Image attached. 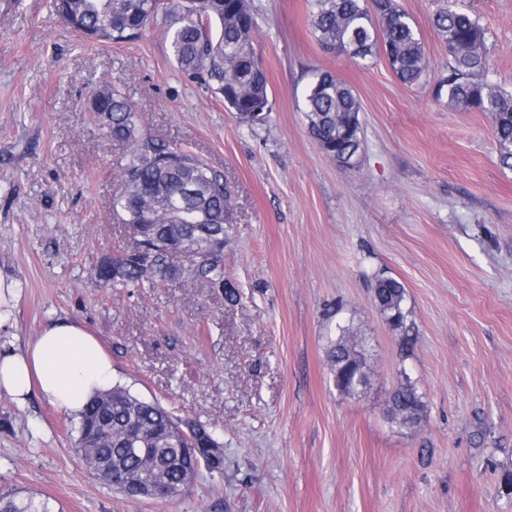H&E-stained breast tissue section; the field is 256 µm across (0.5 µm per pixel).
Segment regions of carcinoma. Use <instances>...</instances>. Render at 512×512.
Here are the masks:
<instances>
[{"label":"carcinoma","instance_id":"obj_1","mask_svg":"<svg viewBox=\"0 0 512 512\" xmlns=\"http://www.w3.org/2000/svg\"><path fill=\"white\" fill-rule=\"evenodd\" d=\"M441 0L431 26L448 54V75L436 96L460 109L483 112L493 121L501 164L512 167V91L488 79V31L458 6ZM56 17L79 37L102 43L138 39L146 25L163 16L165 36L178 68L205 91L222 99L236 118L254 124L271 111L262 58L252 45L259 16L254 0H52ZM312 33L327 51L347 54L354 44L366 47L351 59L377 53L378 43L392 47L389 66L405 85L420 82L427 69L420 33L395 0H307ZM90 112L112 138L127 144L126 177L112 198L120 224H137L142 249L135 255L103 256L93 266L95 281L109 288H139L144 282L177 277L194 270L212 288L234 293L224 282V239L230 193L224 175L195 154L141 133L128 98L107 83L88 90ZM360 111L354 91L330 71L313 75L305 98L310 136L327 156H354L363 145L360 130L343 118ZM407 291L392 277H378L373 301L401 342L410 340ZM326 358L336 388L347 395L368 382L365 356L347 325L337 324ZM388 420L413 429L422 420L423 402L409 378L393 389ZM196 423L175 417L157 402L143 401L124 387L92 400L81 414L79 446L86 466L97 475L110 467V486L125 497L134 487L128 478L158 486L162 498L175 499L189 487L187 476L202 468L199 455L183 451ZM0 512H52L49 502L33 497H0Z\"/></svg>","mask_w":512,"mask_h":512}]
</instances>
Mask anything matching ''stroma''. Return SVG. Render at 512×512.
<instances>
[{"instance_id":"35a3bbf8","label":"stroma","mask_w":512,"mask_h":512,"mask_svg":"<svg viewBox=\"0 0 512 512\" xmlns=\"http://www.w3.org/2000/svg\"><path fill=\"white\" fill-rule=\"evenodd\" d=\"M255 2L273 110L250 126L181 74L161 22L96 44L50 0H0V270L21 288L15 341L83 323L131 393L224 450L222 471H201L178 499L130 500L88 473L77 418L0 395V496L46 498L54 512H512V167L488 115L434 95L447 74L430 25L438 0H397L428 61L411 87L383 57L322 49L306 0ZM463 7L489 30L490 80L511 91L512 0ZM319 70L358 94L353 167L308 133ZM100 79L130 98L143 133L223 172L236 301L189 270L142 288L91 279L101 257L133 247L112 215L129 148L89 110ZM379 276L407 290L410 348L372 300ZM340 323L373 369L355 396L326 362ZM406 376L424 404L413 431L384 416Z\"/></svg>"}]
</instances>
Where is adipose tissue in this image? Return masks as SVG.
<instances>
[{
    "label": "adipose tissue",
    "mask_w": 512,
    "mask_h": 512,
    "mask_svg": "<svg viewBox=\"0 0 512 512\" xmlns=\"http://www.w3.org/2000/svg\"><path fill=\"white\" fill-rule=\"evenodd\" d=\"M119 383L111 357L76 321L48 322L25 346L0 349V394L20 406L39 397L77 415Z\"/></svg>",
    "instance_id": "1"
}]
</instances>
